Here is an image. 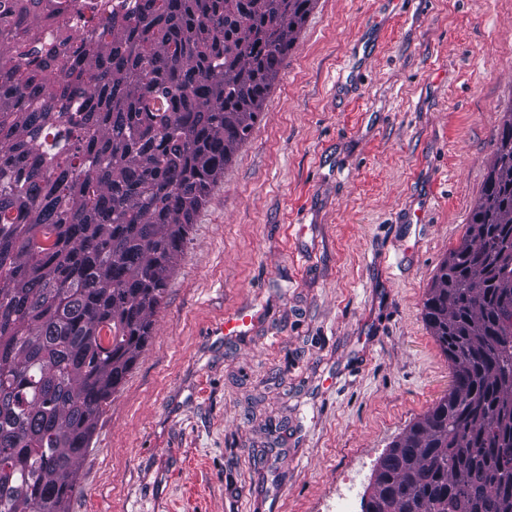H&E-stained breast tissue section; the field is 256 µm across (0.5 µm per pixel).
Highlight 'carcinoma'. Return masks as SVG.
Wrapping results in <instances>:
<instances>
[{
	"label": "carcinoma",
	"instance_id": "cac0c4a2",
	"mask_svg": "<svg viewBox=\"0 0 512 512\" xmlns=\"http://www.w3.org/2000/svg\"><path fill=\"white\" fill-rule=\"evenodd\" d=\"M0 0V512H69L197 212L316 0ZM81 93L83 107L71 110ZM448 393L379 461L363 512H512V106L424 302ZM81 0L74 1L72 11L65 21L45 19L38 30V39L43 45H53L61 53L70 52L72 43L77 38H83L88 32L84 17L79 12Z\"/></svg>",
	"mask_w": 512,
	"mask_h": 512
}]
</instances>
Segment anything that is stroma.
Wrapping results in <instances>:
<instances>
[{
  "label": "stroma",
  "mask_w": 512,
  "mask_h": 512,
  "mask_svg": "<svg viewBox=\"0 0 512 512\" xmlns=\"http://www.w3.org/2000/svg\"><path fill=\"white\" fill-rule=\"evenodd\" d=\"M511 104L512 0H317L70 512H361L349 477L369 489L451 384L423 303Z\"/></svg>",
  "instance_id": "1"
}]
</instances>
